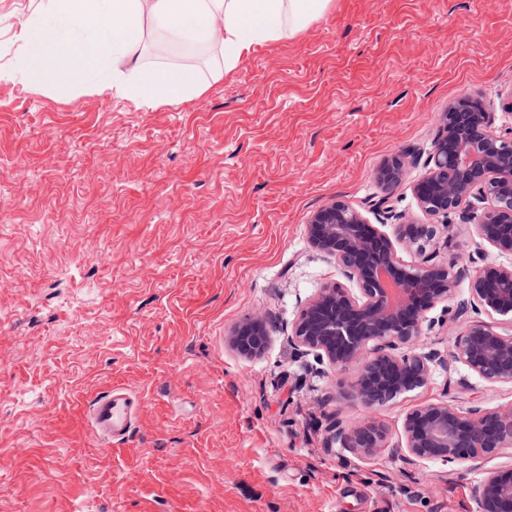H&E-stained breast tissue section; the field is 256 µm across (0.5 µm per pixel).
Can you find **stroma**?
Wrapping results in <instances>:
<instances>
[{
  "instance_id": "1",
  "label": "stroma",
  "mask_w": 512,
  "mask_h": 512,
  "mask_svg": "<svg viewBox=\"0 0 512 512\" xmlns=\"http://www.w3.org/2000/svg\"><path fill=\"white\" fill-rule=\"evenodd\" d=\"M198 98L146 106L0 81V512H475L485 462L397 456L424 402L512 405L453 358L460 323L428 312L417 348L429 382L373 412L388 446L342 447L364 415L351 370L298 355L288 325L341 280L310 247L312 213L337 200L393 232L432 218L408 168L450 100L480 94L512 128V0H333L295 35L224 72L192 65ZM474 225L453 221L428 253L466 261ZM264 322L240 356L230 334ZM114 386L142 403L131 435L99 440L85 418ZM405 168L404 159L400 155L394 154L380 165L375 172V178L381 186L388 189L403 179ZM268 335L261 322L247 319L234 330L231 345L242 356H260L267 348L270 338Z\"/></svg>"
}]
</instances>
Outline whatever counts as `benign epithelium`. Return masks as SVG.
<instances>
[{"label":"benign epithelium","mask_w":512,"mask_h":512,"mask_svg":"<svg viewBox=\"0 0 512 512\" xmlns=\"http://www.w3.org/2000/svg\"><path fill=\"white\" fill-rule=\"evenodd\" d=\"M440 122L427 172L413 194L423 213L443 218L445 225L452 215L474 223L478 242L470 262L482 265L473 278L470 304L447 305L466 269L420 253L421 242L432 234L426 224L406 220L392 237L337 200L315 211L306 225L311 247L336 260L344 281L325 286L305 303L288 326V343L321 365H358L347 382L348 395L369 411L427 384L435 357L414 346L429 310L442 303L453 321L470 310L512 317V265L488 260L491 251L512 255V132L496 130L477 94L449 102ZM405 168L404 159L394 154L375 178L388 189L403 179ZM400 246L419 253V260L405 262ZM268 342L265 326L252 319L231 337L232 347L250 358L261 355ZM453 357L487 382L512 384V333L471 321L456 336ZM335 436L366 456L387 441L384 425L372 417L336 426ZM403 437V459L410 464L493 458L512 447V405L462 412L445 402H426L405 415ZM476 512H512L511 467L486 473Z\"/></svg>","instance_id":"benign-epithelium-1"}]
</instances>
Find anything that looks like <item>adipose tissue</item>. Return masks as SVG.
<instances>
[{
    "instance_id": "obj_1",
    "label": "adipose tissue",
    "mask_w": 512,
    "mask_h": 512,
    "mask_svg": "<svg viewBox=\"0 0 512 512\" xmlns=\"http://www.w3.org/2000/svg\"><path fill=\"white\" fill-rule=\"evenodd\" d=\"M333 0H40L20 15V63L39 84L54 64L67 79L101 94L147 105L199 96L190 68H146L147 36L167 34L174 45L204 41L232 70L254 46L292 36L321 18Z\"/></svg>"
}]
</instances>
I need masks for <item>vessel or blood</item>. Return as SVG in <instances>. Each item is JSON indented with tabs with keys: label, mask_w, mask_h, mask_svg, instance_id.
<instances>
[{
	"label": "vessel or blood",
	"mask_w": 512,
	"mask_h": 512,
	"mask_svg": "<svg viewBox=\"0 0 512 512\" xmlns=\"http://www.w3.org/2000/svg\"><path fill=\"white\" fill-rule=\"evenodd\" d=\"M140 408L136 397L115 387L96 397L88 406L87 415L97 434L107 440L121 441L131 434Z\"/></svg>",
	"instance_id": "obj_1"
}]
</instances>
